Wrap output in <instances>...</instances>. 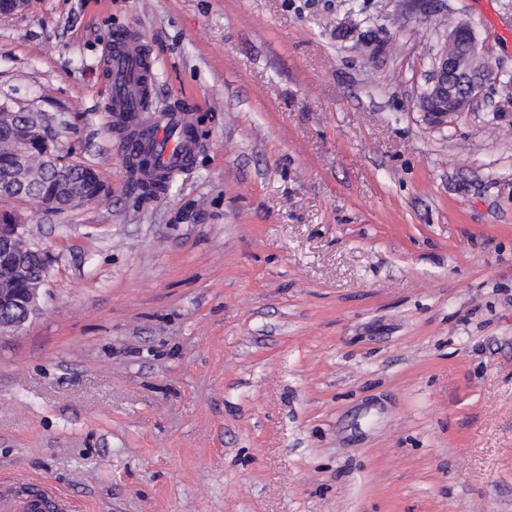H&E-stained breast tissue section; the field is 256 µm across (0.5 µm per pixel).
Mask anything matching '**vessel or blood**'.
I'll use <instances>...</instances> for the list:
<instances>
[{
	"instance_id": "vessel-or-blood-1",
	"label": "vessel or blood",
	"mask_w": 512,
	"mask_h": 512,
	"mask_svg": "<svg viewBox=\"0 0 512 512\" xmlns=\"http://www.w3.org/2000/svg\"><path fill=\"white\" fill-rule=\"evenodd\" d=\"M110 87L107 112L127 136L124 162L143 179L167 180L185 170L199 148L191 105L178 104L145 117L155 88L153 64L147 49L124 28L112 34L105 69ZM44 495L13 498L0 495V512H42Z\"/></svg>"
}]
</instances>
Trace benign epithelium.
I'll return each instance as SVG.
<instances>
[{
  "instance_id": "1",
  "label": "benign epithelium",
  "mask_w": 512,
  "mask_h": 512,
  "mask_svg": "<svg viewBox=\"0 0 512 512\" xmlns=\"http://www.w3.org/2000/svg\"><path fill=\"white\" fill-rule=\"evenodd\" d=\"M495 75L492 62L479 49L473 27L459 23L448 32L446 46L436 54L428 75V89L420 98V108L429 124L441 127L448 119L461 112L470 111L480 96L486 82ZM52 120L46 116L24 124L15 131L17 146L15 162L0 167V182L10 183L16 195L23 201L33 203L46 212H61L88 201L79 195H69L60 200L46 201L30 192L21 183L16 170L36 145L43 152V159L50 175L61 180L67 175L57 159ZM26 225H0V280L19 271L26 259L36 257L42 268L39 284H44L50 269L48 252L38 246L21 244L25 240ZM40 288H29L23 298L9 288L0 289V308L20 314L9 321L0 320V335H8L21 328L40 311Z\"/></svg>"
}]
</instances>
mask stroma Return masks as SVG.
<instances>
[{"mask_svg":"<svg viewBox=\"0 0 512 512\" xmlns=\"http://www.w3.org/2000/svg\"><path fill=\"white\" fill-rule=\"evenodd\" d=\"M495 69L419 107L449 20ZM134 30L199 150L143 192L106 111ZM106 192L0 197L51 256L0 338V483L78 512H512V0H30L0 104Z\"/></svg>","mask_w":512,"mask_h":512,"instance_id":"35a3bbf8","label":"stroma"}]
</instances>
